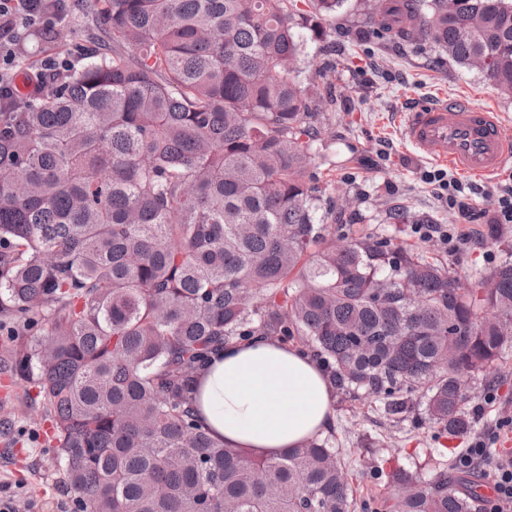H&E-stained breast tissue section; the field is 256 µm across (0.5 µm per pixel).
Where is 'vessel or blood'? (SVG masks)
Masks as SVG:
<instances>
[{
    "label": "vessel or blood",
    "instance_id": "1",
    "mask_svg": "<svg viewBox=\"0 0 512 512\" xmlns=\"http://www.w3.org/2000/svg\"><path fill=\"white\" fill-rule=\"evenodd\" d=\"M412 145L424 156L485 177L512 161V134L488 109L463 99L421 102L405 115Z\"/></svg>",
    "mask_w": 512,
    "mask_h": 512
}]
</instances>
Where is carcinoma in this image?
<instances>
[{"mask_svg": "<svg viewBox=\"0 0 512 512\" xmlns=\"http://www.w3.org/2000/svg\"><path fill=\"white\" fill-rule=\"evenodd\" d=\"M345 0H96L109 55L0 111V366L80 512H482L481 480L373 446L360 498L329 432L269 456L209 436L197 375L232 341L298 347L392 426L470 433L512 352V260L477 287L421 244L336 231L311 166L347 90L300 80ZM356 41H431L512 95V0H358ZM389 224L433 219L394 205ZM324 42L321 40L310 41L305 44L301 56V74L300 78L305 80L310 75L315 74L316 71L322 69L328 64V59L335 58L336 55L326 56L324 52Z\"/></svg>", "mask_w": 512, "mask_h": 512, "instance_id": "carcinoma-1", "label": "carcinoma"}]
</instances>
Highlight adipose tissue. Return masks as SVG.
Masks as SVG:
<instances>
[{"label": "adipose tissue", "mask_w": 512, "mask_h": 512, "mask_svg": "<svg viewBox=\"0 0 512 512\" xmlns=\"http://www.w3.org/2000/svg\"><path fill=\"white\" fill-rule=\"evenodd\" d=\"M333 402L319 364L260 336L226 344L202 372L196 395L199 420L213 440L258 455L326 432Z\"/></svg>", "instance_id": "ef3b65f1"}]
</instances>
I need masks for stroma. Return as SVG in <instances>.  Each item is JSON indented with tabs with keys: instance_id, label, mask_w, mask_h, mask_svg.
I'll return each mask as SVG.
<instances>
[{
	"instance_id": "35a3bbf8",
	"label": "stroma",
	"mask_w": 512,
	"mask_h": 512,
	"mask_svg": "<svg viewBox=\"0 0 512 512\" xmlns=\"http://www.w3.org/2000/svg\"><path fill=\"white\" fill-rule=\"evenodd\" d=\"M354 5V0H345L327 27V41L345 48L351 57L338 82L346 86L353 109L337 124L335 141L316 154L315 170L351 199L347 218L354 230L402 241L421 240L414 225L385 223L386 205L396 204L469 232V223L427 180L428 173L437 170L456 175V168L429 160L414 148L405 133L404 114L421 101L458 97L496 112L504 126L512 129V97L499 94L482 73L449 62L431 43L352 42L349 29L359 19ZM92 24L91 13L74 9L60 26L63 38L48 45H29L31 62H39L51 51L70 57L74 65H83L84 38ZM324 42L305 44L302 77L327 65ZM478 229L482 243L457 251L448 250L436 237L425 243L468 280L474 269L490 270L512 256V223L493 226L482 222ZM27 400L28 389L22 383L12 384L8 394H0V498H12L15 512H74L66 476L55 463L46 436L48 426L26 418ZM334 404L336 450L354 473L367 469L369 459L363 448L367 435L375 437L382 454L398 457L400 467L417 477H428L435 467L454 461L453 456L438 453L430 427L415 430L407 423L395 427L378 423L370 407L351 409L349 401L339 395ZM467 409L478 435L512 415V352L505 354L500 373L473 383Z\"/></svg>"
}]
</instances>
